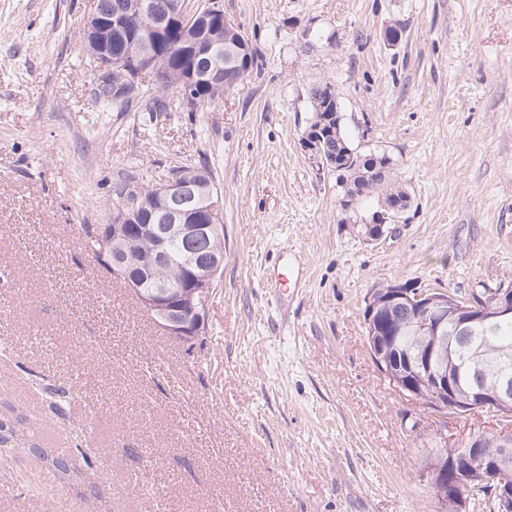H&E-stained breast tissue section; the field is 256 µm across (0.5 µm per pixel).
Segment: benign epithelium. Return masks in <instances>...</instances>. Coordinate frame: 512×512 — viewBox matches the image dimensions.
Masks as SVG:
<instances>
[{
    "instance_id": "benign-epithelium-1",
    "label": "benign epithelium",
    "mask_w": 512,
    "mask_h": 512,
    "mask_svg": "<svg viewBox=\"0 0 512 512\" xmlns=\"http://www.w3.org/2000/svg\"><path fill=\"white\" fill-rule=\"evenodd\" d=\"M140 13L154 19V38L162 40L169 27L177 25L187 32L182 41V53L192 59L188 78L182 90V101L194 107L191 83L198 80L235 83L248 62L247 43L238 36L239 26L231 18L224 19L228 39L212 34L204 35L215 15L224 14L223 0H201L195 7L187 0H177L174 6L159 12L152 0L140 2ZM112 25V15L102 0H90L82 35L88 55L98 64L97 71L112 80L113 72H121L125 96L139 93L142 79L150 74L160 80L161 69L152 54L114 57L112 48L100 37V29ZM229 54L233 71L224 76V54ZM332 115L308 126L302 138V147L309 160L317 165L326 163L322 145L334 135L329 127ZM224 201L214 194L206 182V175L191 173L175 178L163 175L157 179L155 204L144 200L141 193L125 198L112 225V249L105 257L112 266V276L126 282L138 296L143 309L155 316L160 329L168 336L193 345L206 334L208 303L212 288L224 272V253L213 246L222 229ZM369 241H379L391 232L386 214L377 212L373 222L363 225ZM174 268L180 276L168 280L158 276L162 270ZM394 306L411 304L414 318L397 329L399 335H419L426 331L441 345L419 349L418 354L406 356L404 374H396L384 361L383 350L372 345L370 354L379 372L407 398L419 400L418 386L430 384L435 399L430 409L440 417L442 428L448 427V416L465 415L476 409L488 410L495 422L492 429L470 433L465 444L470 454L462 457L467 465L473 460L491 463L497 469L512 465V426L506 421L512 415L501 405L512 398V377L504 374L497 380V400L486 401L483 388L471 391L467 399L457 396L451 366L448 365V343L464 342L477 325L492 327L512 319V287L492 289V297L480 300L472 308L457 306L456 299L447 292L418 288L413 284H397L388 294ZM489 492L493 512L512 509V487L497 485ZM440 509L465 512L468 500L455 492L439 495Z\"/></svg>"
}]
</instances>
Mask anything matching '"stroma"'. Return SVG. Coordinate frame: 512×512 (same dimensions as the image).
I'll return each instance as SVG.
<instances>
[{
  "mask_svg": "<svg viewBox=\"0 0 512 512\" xmlns=\"http://www.w3.org/2000/svg\"><path fill=\"white\" fill-rule=\"evenodd\" d=\"M223 2L252 73L148 116L96 99L89 0H0V422L34 430L0 462V512L439 508L423 468L438 418L378 371L362 311L387 284H512V0ZM320 81L351 146L388 156L410 194L384 242L302 148ZM174 164L224 199L193 349L93 269L81 230ZM64 391L76 412L54 408ZM33 444L65 449L76 484L46 482Z\"/></svg>",
  "mask_w": 512,
  "mask_h": 512,
  "instance_id": "obj_1",
  "label": "stroma"
}]
</instances>
